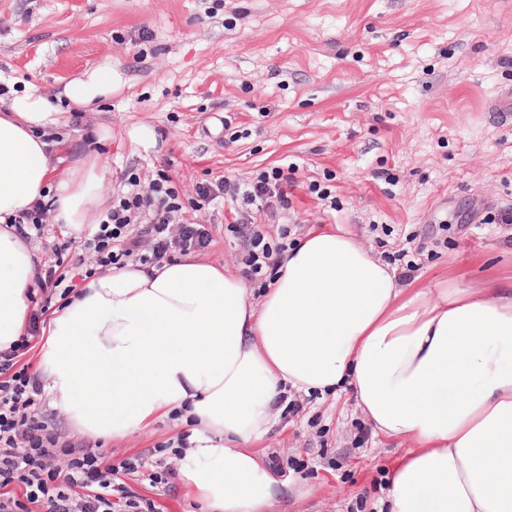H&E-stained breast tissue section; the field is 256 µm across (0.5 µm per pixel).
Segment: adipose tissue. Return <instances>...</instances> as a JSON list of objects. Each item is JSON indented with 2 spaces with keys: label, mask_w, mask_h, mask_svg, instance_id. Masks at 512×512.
Instances as JSON below:
<instances>
[{
  "label": "adipose tissue",
  "mask_w": 512,
  "mask_h": 512,
  "mask_svg": "<svg viewBox=\"0 0 512 512\" xmlns=\"http://www.w3.org/2000/svg\"><path fill=\"white\" fill-rule=\"evenodd\" d=\"M112 94L104 62L49 93L0 103V352L25 329L43 259L16 232L34 204L80 232L106 202L92 150L53 158L70 107ZM40 369L85 433L127 437L154 419L196 422L180 471L212 512H268L278 480L256 449L283 386H350L376 434L408 442L390 512H512V286L417 288L343 228L285 252L261 300L228 268L188 254L93 278L55 311Z\"/></svg>",
  "instance_id": "ef3b65f1"
}]
</instances>
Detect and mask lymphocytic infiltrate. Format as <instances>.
<instances>
[{"instance_id":"lymphocytic-infiltrate-1","label":"lymphocytic infiltrate","mask_w":512,"mask_h":512,"mask_svg":"<svg viewBox=\"0 0 512 512\" xmlns=\"http://www.w3.org/2000/svg\"><path fill=\"white\" fill-rule=\"evenodd\" d=\"M294 173V167L278 165L251 180L225 178L197 188V209L220 199L241 206L248 280L275 269L289 248L287 241L269 239L261 224L269 217L287 218ZM127 186L86 238L56 248L53 259L39 270L36 283L45 301L32 311L25 334L13 348L0 353V489H24L23 499L0 497V512H114L118 507L123 512H156L153 501L131 494L122 481L123 475L138 471V463L104 464L100 453L63 436L43 413L39 374L19 363L44 331L49 298L57 293L66 298L74 291L63 271L71 252H93L95 262L84 271L89 279L131 262L158 264L176 253L209 249L211 229L186 218L179 192L165 171L145 183L129 176ZM61 457L66 460L62 468L56 465Z\"/></svg>"}]
</instances>
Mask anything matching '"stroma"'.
I'll return each instance as SVG.
<instances>
[{
  "label": "stroma",
  "mask_w": 512,
  "mask_h": 512,
  "mask_svg": "<svg viewBox=\"0 0 512 512\" xmlns=\"http://www.w3.org/2000/svg\"><path fill=\"white\" fill-rule=\"evenodd\" d=\"M107 59L112 96L58 131L63 155L109 132V197L125 173L167 169L187 218L213 228L206 260L242 273L245 242L234 206L194 211L198 185L293 164L272 238L339 225L423 288L512 277V124L487 112L512 89V0H0V84L56 92ZM291 403L257 445L281 462L279 512H383L406 443L374 436L350 388ZM47 413L106 462L181 467L164 449L177 419L93 438ZM125 482L158 512H201L176 475Z\"/></svg>",
  "instance_id": "stroma-1"
}]
</instances>
